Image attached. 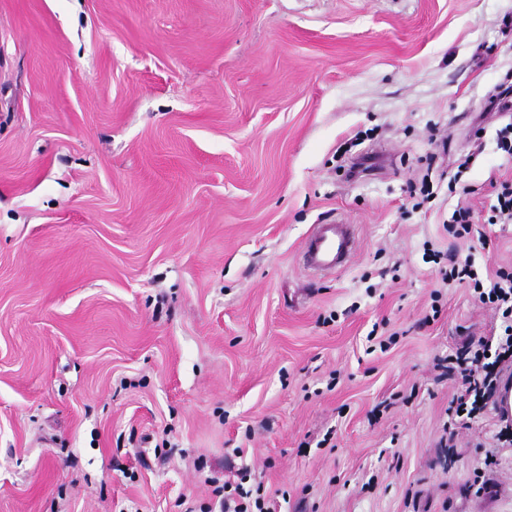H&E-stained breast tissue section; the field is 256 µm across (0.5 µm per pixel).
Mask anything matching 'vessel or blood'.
Instances as JSON below:
<instances>
[{
    "instance_id": "b4317fda",
    "label": "vessel or blood",
    "mask_w": 512,
    "mask_h": 512,
    "mask_svg": "<svg viewBox=\"0 0 512 512\" xmlns=\"http://www.w3.org/2000/svg\"><path fill=\"white\" fill-rule=\"evenodd\" d=\"M356 243L355 225L344 220L312 225L302 251L303 266L316 274L337 272L350 259Z\"/></svg>"
}]
</instances>
